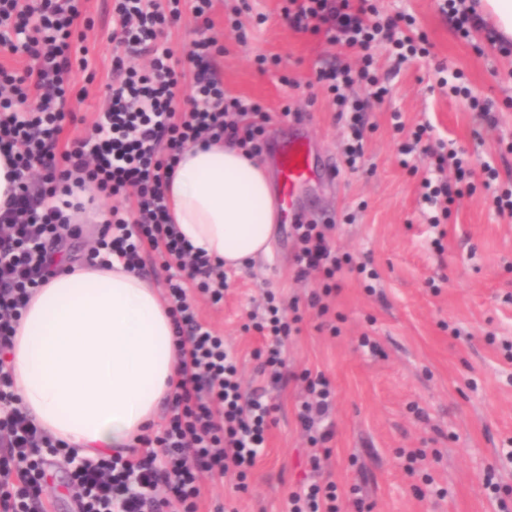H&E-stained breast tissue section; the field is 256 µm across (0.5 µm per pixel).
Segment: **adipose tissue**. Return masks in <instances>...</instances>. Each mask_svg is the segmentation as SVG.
Returning a JSON list of instances; mask_svg holds the SVG:
<instances>
[{"label": "adipose tissue", "instance_id": "adipose-tissue-1", "mask_svg": "<svg viewBox=\"0 0 512 512\" xmlns=\"http://www.w3.org/2000/svg\"><path fill=\"white\" fill-rule=\"evenodd\" d=\"M166 195L180 235L228 268L268 253L281 221L264 160L224 143L185 148ZM176 365L169 308L117 262L74 264L38 288L8 356L21 409L92 457L135 444Z\"/></svg>", "mask_w": 512, "mask_h": 512}]
</instances>
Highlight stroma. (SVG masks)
<instances>
[{"mask_svg":"<svg viewBox=\"0 0 512 512\" xmlns=\"http://www.w3.org/2000/svg\"><path fill=\"white\" fill-rule=\"evenodd\" d=\"M93 21L83 29L89 67L79 73L68 107L91 126L113 77L109 40L114 0H84ZM382 16L409 15L410 35L428 55L405 63L390 93L367 114L363 166L350 171L334 106L316 80L332 60L357 64L360 55L296 31L282 20L283 0H214L213 35L224 52L213 68L230 96L258 102L271 115L269 149L298 136L309 144L315 168L335 162L338 174L304 182L288 220L279 224L270 252L229 271L223 303L198 299L239 359L244 391L265 387L277 404L267 446L249 474L247 491L235 474L205 478L199 512L229 503L237 512H289L302 485L334 482L341 512H512V216L499 214L494 195L512 191V48L499 49L477 30L461 33L444 0H374ZM456 78L471 96L453 94ZM494 123H487L483 109ZM401 113L395 132L391 113ZM428 142L464 149L469 177L445 172L462 196L440 229L427 224L420 183L431 160L416 150L409 164L399 148L418 125ZM329 218L332 240L352 264L370 262L369 279L345 272L330 297L336 332L322 328L304 303L321 291L318 276L294 277L293 224ZM299 299V333L285 343L293 379L271 384L254 357L264 341L250 329L267 294ZM379 347L372 353L360 339ZM323 373L334 397L335 435L321 472L309 465L312 447L298 409L304 373ZM72 468L52 459L45 512H76L68 492Z\"/></svg>","mask_w":512,"mask_h":512,"instance_id":"stroma-1","label":"stroma"}]
</instances>
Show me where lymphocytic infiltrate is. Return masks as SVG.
<instances>
[{
  "instance_id": "obj_1",
  "label": "lymphocytic infiltrate",
  "mask_w": 512,
  "mask_h": 512,
  "mask_svg": "<svg viewBox=\"0 0 512 512\" xmlns=\"http://www.w3.org/2000/svg\"><path fill=\"white\" fill-rule=\"evenodd\" d=\"M201 24L192 42L196 72L189 87L168 43V28L182 16V0H116L110 40L124 55L112 58L118 77L107 86V104L85 136L61 142L73 112L68 98L80 71L89 66L73 46L75 26L83 21L81 0H0V41L30 57L17 70L0 65V154L14 166L17 187L0 208V512H43L45 466L52 457L74 462L71 486L77 512H198L203 475L236 472L246 480L266 443L276 410L265 389L243 394L236 358L224 338L201 322L194 294L212 303L224 299L223 263L193 251L169 221L165 184L181 149L189 143L229 140L262 153L269 113L245 97H226L211 64L222 47L209 36L213 0H192ZM370 0H287L284 15L300 30L314 29L330 44L369 50L380 41L395 49L396 63L418 53L406 34V15L377 20ZM146 56L149 66L126 64L125 55ZM331 63L324 82L344 122L346 164L358 169L364 155L367 97L382 98L387 89L372 71ZM367 95H353L356 85ZM90 189L104 197L134 195V207L113 210L83 258L94 265L110 256L127 269L142 271L155 255L166 273L169 302L179 344L182 375L165 402L160 424L138 438L140 451L80 457L78 449L43 433L17 404L6 357L16 327L34 290L63 271L75 191ZM330 225L297 224V278L317 272L321 291L308 299L318 317H327L328 297L338 293L347 258L329 238ZM298 303L281 308L268 301L255 329L267 340L263 373L288 377L283 343L293 323L301 322ZM294 310L286 318L285 310ZM308 395L298 414L313 447L312 469H320L334 435L326 418L332 388L324 375L305 376ZM291 512H339L333 482L312 483L292 494Z\"/></svg>"
}]
</instances>
